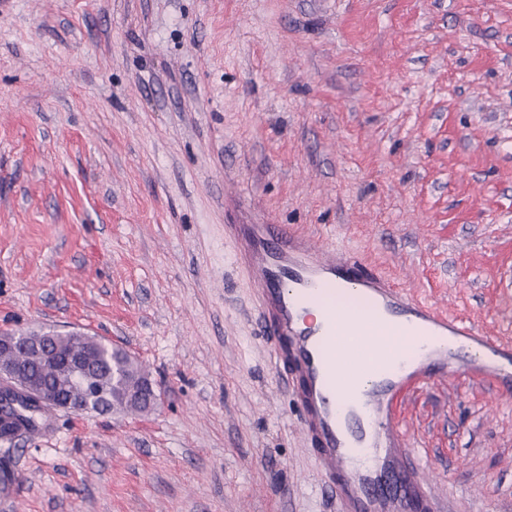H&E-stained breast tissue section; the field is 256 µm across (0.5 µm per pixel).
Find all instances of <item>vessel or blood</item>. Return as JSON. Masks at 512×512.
<instances>
[{
  "mask_svg": "<svg viewBox=\"0 0 512 512\" xmlns=\"http://www.w3.org/2000/svg\"><path fill=\"white\" fill-rule=\"evenodd\" d=\"M227 230L336 512H446L407 445L401 401L447 376L511 392L512 344L408 297L356 254L314 246L292 225ZM368 318L400 328L407 354L381 364L375 337L360 333Z\"/></svg>",
  "mask_w": 512,
  "mask_h": 512,
  "instance_id": "1",
  "label": "vessel or blood"
}]
</instances>
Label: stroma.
I'll return each mask as SVG.
<instances>
[{"label":"stroma","mask_w":512,"mask_h":512,"mask_svg":"<svg viewBox=\"0 0 512 512\" xmlns=\"http://www.w3.org/2000/svg\"><path fill=\"white\" fill-rule=\"evenodd\" d=\"M242 223L512 342V0H0V329L161 390L18 435L0 512H331ZM402 426L450 512H512V394L435 382ZM70 338L84 339L83 333L71 332ZM94 338V339H93ZM85 345L91 353L102 376V383L112 392L115 408H122L127 392L136 386L141 379L149 377L142 367L123 349L112 347L97 338L86 335Z\"/></svg>","instance_id":"stroma-1"}]
</instances>
